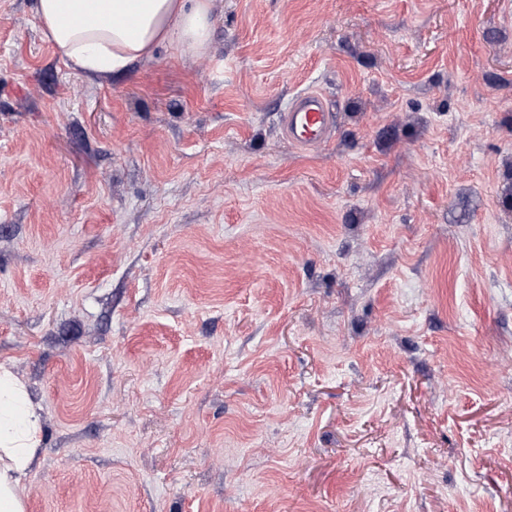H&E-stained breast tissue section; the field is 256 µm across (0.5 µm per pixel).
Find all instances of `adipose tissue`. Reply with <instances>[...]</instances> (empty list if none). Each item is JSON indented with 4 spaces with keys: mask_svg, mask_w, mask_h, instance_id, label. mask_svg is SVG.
Wrapping results in <instances>:
<instances>
[{
    "mask_svg": "<svg viewBox=\"0 0 512 512\" xmlns=\"http://www.w3.org/2000/svg\"><path fill=\"white\" fill-rule=\"evenodd\" d=\"M43 38L78 75L118 74L167 47L211 42L212 0H37ZM42 444L39 408L0 366V512H26L23 479Z\"/></svg>",
    "mask_w": 512,
    "mask_h": 512,
    "instance_id": "ef3b65f1",
    "label": "adipose tissue"
}]
</instances>
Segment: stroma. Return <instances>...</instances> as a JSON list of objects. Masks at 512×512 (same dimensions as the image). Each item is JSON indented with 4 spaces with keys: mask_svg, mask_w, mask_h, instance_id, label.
I'll use <instances>...</instances> for the list:
<instances>
[{
    "mask_svg": "<svg viewBox=\"0 0 512 512\" xmlns=\"http://www.w3.org/2000/svg\"><path fill=\"white\" fill-rule=\"evenodd\" d=\"M79 77L0 0L26 512H512V0H213ZM317 90L331 140L279 116Z\"/></svg>",
    "mask_w": 512,
    "mask_h": 512,
    "instance_id": "35a3bbf8",
    "label": "stroma"
}]
</instances>
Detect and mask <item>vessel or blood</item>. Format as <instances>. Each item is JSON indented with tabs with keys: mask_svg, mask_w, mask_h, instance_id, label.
Here are the masks:
<instances>
[{
	"mask_svg": "<svg viewBox=\"0 0 512 512\" xmlns=\"http://www.w3.org/2000/svg\"><path fill=\"white\" fill-rule=\"evenodd\" d=\"M281 125L289 143L315 148L329 140L336 120L323 94L309 91L289 103L281 115Z\"/></svg>",
	"mask_w": 512,
	"mask_h": 512,
	"instance_id": "obj_1",
	"label": "vessel or blood"
}]
</instances>
